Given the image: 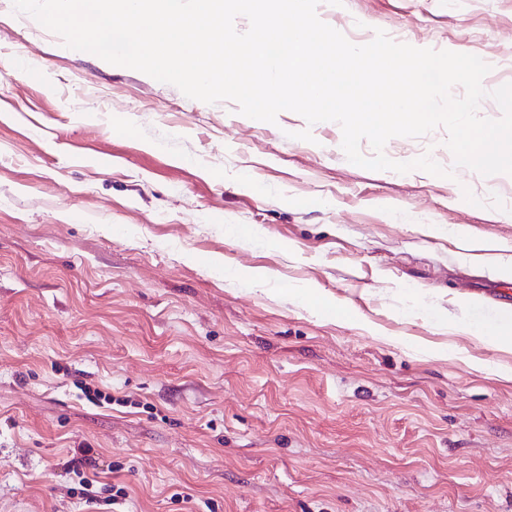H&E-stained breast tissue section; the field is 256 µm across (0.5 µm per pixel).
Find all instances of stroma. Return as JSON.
<instances>
[{
	"mask_svg": "<svg viewBox=\"0 0 512 512\" xmlns=\"http://www.w3.org/2000/svg\"><path fill=\"white\" fill-rule=\"evenodd\" d=\"M317 15L480 57L500 117L512 0ZM446 138L384 152L453 178L367 170L338 123L188 98L0 0V512H94L78 448L112 512H512V349L462 330L512 309L483 293L512 289V175ZM91 449L89 448H80V452L82 456L80 458H73L68 466V470L70 471L72 468L73 472H76L77 474H80L84 476V471L82 470L84 468H92L91 476H85L82 477L81 482L85 488H83V492H81L82 499H85V502L87 504H98V505H111L113 501H116L117 499L112 497H100L96 495L98 492L93 490L96 483H99L97 480L98 472H96V464L95 461L91 456H88V453H90Z\"/></svg>",
	"mask_w": 512,
	"mask_h": 512,
	"instance_id": "stroma-1",
	"label": "stroma"
}]
</instances>
